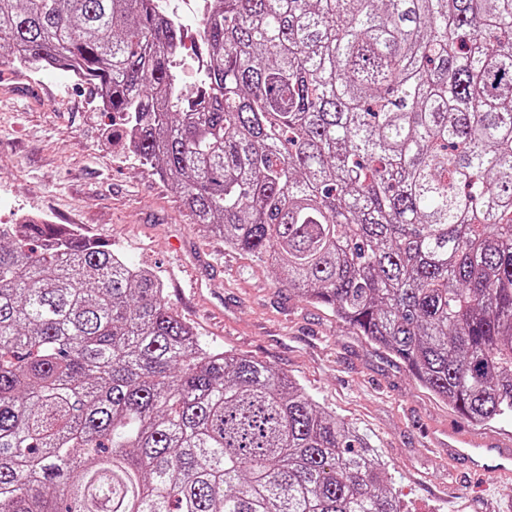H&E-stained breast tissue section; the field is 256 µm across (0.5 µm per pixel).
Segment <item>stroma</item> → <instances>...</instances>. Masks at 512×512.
I'll return each mask as SVG.
<instances>
[{"mask_svg":"<svg viewBox=\"0 0 512 512\" xmlns=\"http://www.w3.org/2000/svg\"><path fill=\"white\" fill-rule=\"evenodd\" d=\"M49 213L154 271L199 336L295 378L369 439L407 512H506L512 482L445 478L448 429L512 446V417L465 421L404 364L328 308L277 284L269 267L192 224L175 187L125 146L88 85L0 63V218Z\"/></svg>","mask_w":512,"mask_h":512,"instance_id":"obj_1","label":"stroma"}]
</instances>
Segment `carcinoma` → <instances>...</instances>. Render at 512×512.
<instances>
[{
    "instance_id": "cac0c4a2",
    "label": "carcinoma",
    "mask_w": 512,
    "mask_h": 512,
    "mask_svg": "<svg viewBox=\"0 0 512 512\" xmlns=\"http://www.w3.org/2000/svg\"><path fill=\"white\" fill-rule=\"evenodd\" d=\"M154 0H0L192 223L480 424L512 414V0H217L206 73ZM353 426L203 342L64 224H0V512H404Z\"/></svg>"
}]
</instances>
